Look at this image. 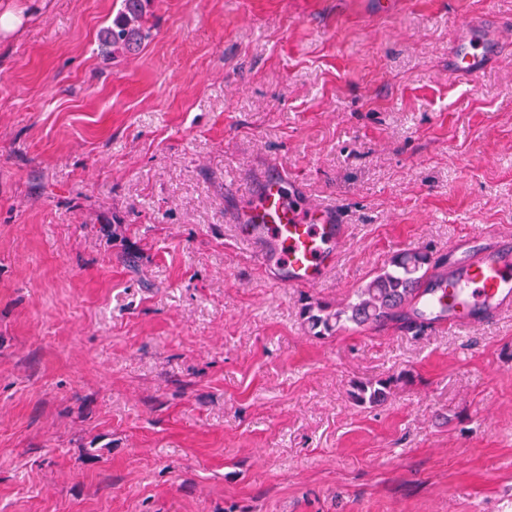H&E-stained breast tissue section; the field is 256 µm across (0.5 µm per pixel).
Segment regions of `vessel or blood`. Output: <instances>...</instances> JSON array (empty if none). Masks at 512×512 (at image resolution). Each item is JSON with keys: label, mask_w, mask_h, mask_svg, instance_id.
<instances>
[{"label": "vessel or blood", "mask_w": 512, "mask_h": 512, "mask_svg": "<svg viewBox=\"0 0 512 512\" xmlns=\"http://www.w3.org/2000/svg\"><path fill=\"white\" fill-rule=\"evenodd\" d=\"M484 21L462 30L448 53V68L469 82L488 57ZM243 202L231 215L239 239L269 277L286 288H313L330 273L349 227L341 211L305 201L300 181L269 160L248 177ZM447 265L428 277L408 306L434 331L469 327L512 313V231L495 226L452 245Z\"/></svg>", "instance_id": "b4317fda"}]
</instances>
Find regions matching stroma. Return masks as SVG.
Here are the masks:
<instances>
[{
    "mask_svg": "<svg viewBox=\"0 0 512 512\" xmlns=\"http://www.w3.org/2000/svg\"><path fill=\"white\" fill-rule=\"evenodd\" d=\"M0 0V512H512V314L310 335L396 252L512 228V0ZM273 158L348 241L269 280L224 215ZM396 377L357 405L354 381ZM151 2V0H123L122 10L112 20V24L100 33L99 41L103 56L128 53L139 45L147 30L145 17ZM485 22L477 20L462 30L448 53V68L451 72L475 83L483 74L488 57L485 41Z\"/></svg>",
    "mask_w": 512,
    "mask_h": 512,
    "instance_id": "obj_1",
    "label": "stroma"
}]
</instances>
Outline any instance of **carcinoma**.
<instances>
[{
	"label": "carcinoma",
	"instance_id": "cac0c4a2",
	"mask_svg": "<svg viewBox=\"0 0 512 512\" xmlns=\"http://www.w3.org/2000/svg\"><path fill=\"white\" fill-rule=\"evenodd\" d=\"M151 0H123V8L112 24L100 33L99 41L105 56L134 50L147 27L145 17ZM437 265L426 247L405 250L388 262L341 308H331L322 301L309 302L303 308L307 331L315 337L330 336L339 331L369 325L384 326L410 319L406 307L418 292L426 274ZM397 382L395 378L359 381L353 385L352 396L359 405L376 406L384 402Z\"/></svg>",
	"mask_w": 512,
	"mask_h": 512
}]
</instances>
